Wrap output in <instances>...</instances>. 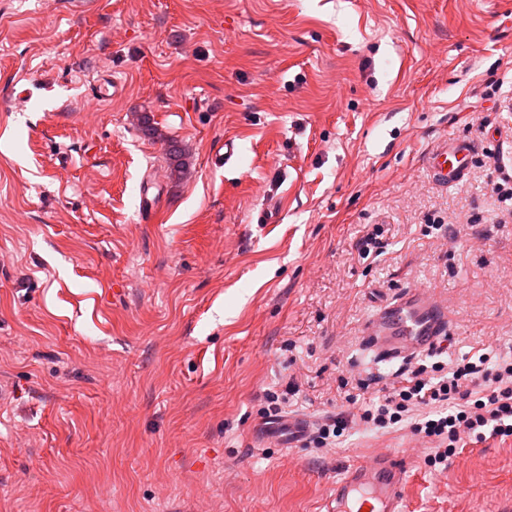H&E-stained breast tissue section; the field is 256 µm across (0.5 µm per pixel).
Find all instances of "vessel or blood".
Masks as SVG:
<instances>
[{"label": "vessel or blood", "instance_id": "1", "mask_svg": "<svg viewBox=\"0 0 512 512\" xmlns=\"http://www.w3.org/2000/svg\"><path fill=\"white\" fill-rule=\"evenodd\" d=\"M476 154L472 142L443 140L427 157L433 179L443 186L464 181ZM448 329V310L428 290H413L376 314L368 328L373 348L388 360L427 352ZM311 432L309 418L297 415L279 424L273 434L282 445L297 448ZM409 469L381 452L352 465L337 479L325 503L326 512H404Z\"/></svg>", "mask_w": 512, "mask_h": 512}]
</instances>
